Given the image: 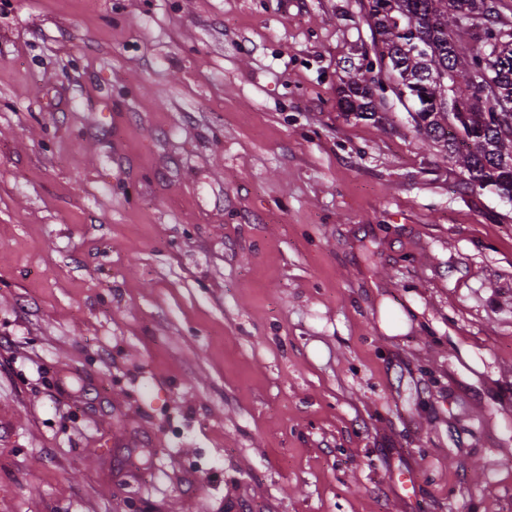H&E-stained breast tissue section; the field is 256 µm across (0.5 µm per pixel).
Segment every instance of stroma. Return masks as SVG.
Returning <instances> with one entry per match:
<instances>
[{
	"instance_id": "1",
	"label": "stroma",
	"mask_w": 512,
	"mask_h": 512,
	"mask_svg": "<svg viewBox=\"0 0 512 512\" xmlns=\"http://www.w3.org/2000/svg\"><path fill=\"white\" fill-rule=\"evenodd\" d=\"M367 0H0V512H512V199Z\"/></svg>"
}]
</instances>
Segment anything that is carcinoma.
Returning a JSON list of instances; mask_svg holds the SVG:
<instances>
[{"label": "carcinoma", "mask_w": 512, "mask_h": 512, "mask_svg": "<svg viewBox=\"0 0 512 512\" xmlns=\"http://www.w3.org/2000/svg\"><path fill=\"white\" fill-rule=\"evenodd\" d=\"M486 0H368L374 61L341 78L340 105L377 115L375 96L391 89L421 139L441 148L469 184L512 198V31L470 24L489 16ZM490 70L477 95L473 77Z\"/></svg>", "instance_id": "carcinoma-1"}]
</instances>
